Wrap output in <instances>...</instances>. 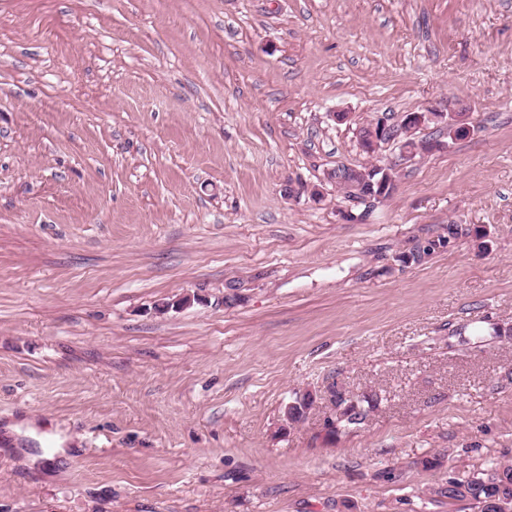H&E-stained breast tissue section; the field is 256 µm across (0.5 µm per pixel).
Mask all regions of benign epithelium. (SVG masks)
I'll return each instance as SVG.
<instances>
[{
  "label": "benign epithelium",
  "instance_id": "obj_1",
  "mask_svg": "<svg viewBox=\"0 0 512 512\" xmlns=\"http://www.w3.org/2000/svg\"><path fill=\"white\" fill-rule=\"evenodd\" d=\"M446 113L444 112H411L404 115L400 120L394 121L387 116H379L365 126L359 133V146L363 152L368 155L375 154L383 145L389 143L399 144V155L396 159L388 164L377 165L361 172L362 177H367L375 172L381 173L379 179L374 183L375 189L366 194L359 195L355 203L372 205L375 201L390 196L396 187L391 171L398 169L403 162L415 157L418 154L429 153L441 147V143L437 141H418L416 145H411L408 138L414 133L435 122L445 121ZM451 131L448 137L457 139L467 136L474 132V127L470 124L469 114L458 112L451 115L449 121Z\"/></svg>",
  "mask_w": 512,
  "mask_h": 512
}]
</instances>
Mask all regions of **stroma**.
<instances>
[{
  "label": "stroma",
  "mask_w": 512,
  "mask_h": 512,
  "mask_svg": "<svg viewBox=\"0 0 512 512\" xmlns=\"http://www.w3.org/2000/svg\"><path fill=\"white\" fill-rule=\"evenodd\" d=\"M429 108L473 134L312 198ZM507 324L512 0H0V512H464ZM332 382L379 397L334 437ZM454 113V114H452ZM450 121L445 120V112H411L404 115L398 121H392L388 116H378L373 119L371 123L365 126L361 133H359V146L363 152L368 155L375 154L382 145L389 143L399 144V155L396 159L390 161L388 164L380 166L375 165V168H368L365 171H360L362 178H366L368 174L375 172H382L376 174L372 180L376 186V190H372L366 194L356 192L361 188L362 183H350L349 191L352 194L359 196L357 200L351 201L357 204L363 203L370 207L375 201L390 196L396 187L394 178L392 177L391 170H398L399 166L411 158H414L418 153H429L433 150L440 148L443 144L437 141H415L412 136L417 130L428 126L432 122H446L449 123L451 131L448 138L457 139L463 136L470 135L474 132V127L470 124L469 114L465 112H452ZM405 134L407 138H412L408 141L402 140L401 135ZM413 141L417 148H414L410 142ZM425 145L426 148H422ZM397 164V166H396ZM381 175V176H380ZM380 176V177H379Z\"/></svg>",
  "instance_id": "35a3bbf8"
}]
</instances>
